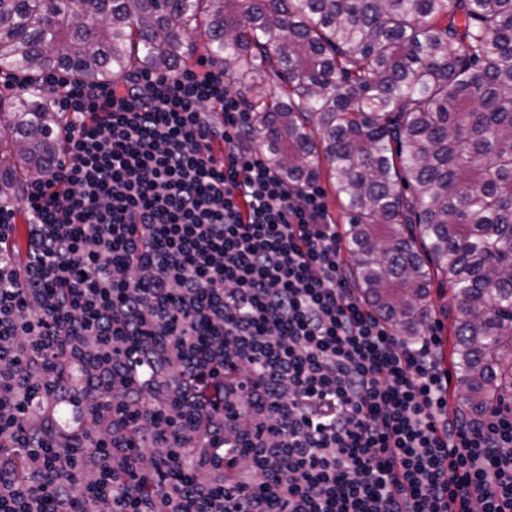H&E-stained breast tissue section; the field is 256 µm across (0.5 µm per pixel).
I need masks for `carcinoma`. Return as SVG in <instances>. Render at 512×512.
<instances>
[{
    "label": "carcinoma",
    "mask_w": 512,
    "mask_h": 512,
    "mask_svg": "<svg viewBox=\"0 0 512 512\" xmlns=\"http://www.w3.org/2000/svg\"><path fill=\"white\" fill-rule=\"evenodd\" d=\"M0 0V73L87 83L173 72L201 48L248 101L253 140L300 187L333 164L351 278L399 335L456 306L462 411L512 390V0ZM201 42L185 40L187 31ZM66 126L46 90L0 91V206Z\"/></svg>",
    "instance_id": "cac0c4a2"
}]
</instances>
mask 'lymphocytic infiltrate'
Here are the masks:
<instances>
[{
    "label": "lymphocytic infiltrate",
    "mask_w": 512,
    "mask_h": 512,
    "mask_svg": "<svg viewBox=\"0 0 512 512\" xmlns=\"http://www.w3.org/2000/svg\"><path fill=\"white\" fill-rule=\"evenodd\" d=\"M7 81L69 124L0 252V512H512V409L449 411L223 64Z\"/></svg>",
    "instance_id": "obj_1"
}]
</instances>
